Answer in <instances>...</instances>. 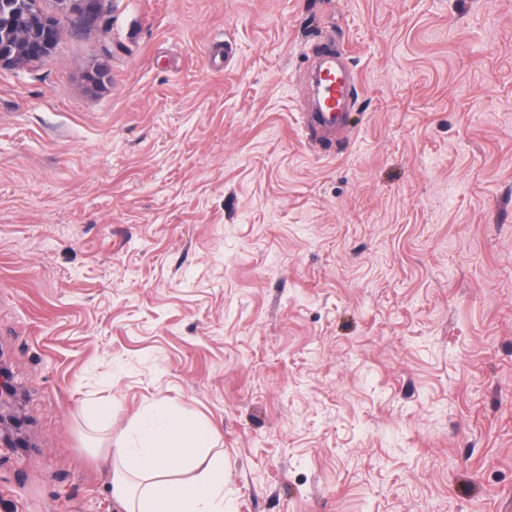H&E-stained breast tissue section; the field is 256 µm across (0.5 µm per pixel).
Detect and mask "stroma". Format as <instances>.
Returning <instances> with one entry per match:
<instances>
[{"mask_svg":"<svg viewBox=\"0 0 512 512\" xmlns=\"http://www.w3.org/2000/svg\"><path fill=\"white\" fill-rule=\"evenodd\" d=\"M0 67V512H119L154 401L227 512H512V0H102ZM353 107L315 138L310 64ZM112 408L100 423V406ZM0 391H1V413L0 423L1 430L3 426H7L10 432L2 436V441L5 444H19L21 435L25 425L24 419L11 411L7 398L13 397V392L8 384L6 367L1 363L0 365Z\"/></svg>","mask_w":512,"mask_h":512,"instance_id":"stroma-1","label":"stroma"}]
</instances>
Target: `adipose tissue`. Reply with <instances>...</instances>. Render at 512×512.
Returning <instances> with one entry per match:
<instances>
[{
  "mask_svg": "<svg viewBox=\"0 0 512 512\" xmlns=\"http://www.w3.org/2000/svg\"><path fill=\"white\" fill-rule=\"evenodd\" d=\"M211 429L183 409L151 404L136 438L105 460L124 512H226L224 461Z\"/></svg>",
  "mask_w": 512,
  "mask_h": 512,
  "instance_id": "obj_1",
  "label": "adipose tissue"
}]
</instances>
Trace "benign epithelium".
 Segmentation results:
<instances>
[{
	"label": "benign epithelium",
	"instance_id": "benign-epithelium-1",
	"mask_svg": "<svg viewBox=\"0 0 512 512\" xmlns=\"http://www.w3.org/2000/svg\"><path fill=\"white\" fill-rule=\"evenodd\" d=\"M26 18L11 20V13H0V67L18 65L33 60H45L53 52L57 37V22L39 7L38 0H26ZM13 397L7 370L0 365V424L10 432L0 437L5 444H18L25 425L24 419L11 411L7 399Z\"/></svg>",
	"mask_w": 512,
	"mask_h": 512
}]
</instances>
